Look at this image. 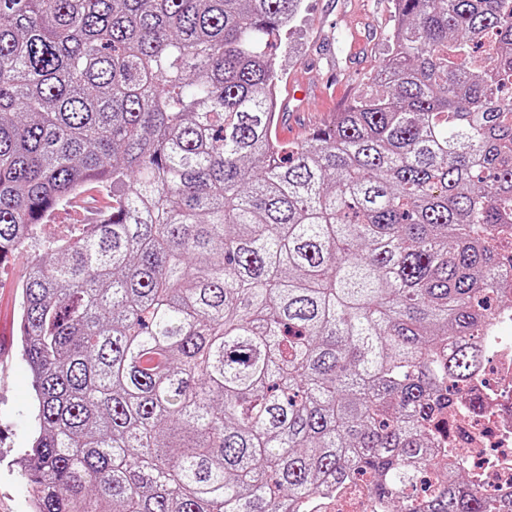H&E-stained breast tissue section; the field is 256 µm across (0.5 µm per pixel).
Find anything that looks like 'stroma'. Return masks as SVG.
<instances>
[{
    "label": "stroma",
    "instance_id": "stroma-1",
    "mask_svg": "<svg viewBox=\"0 0 512 512\" xmlns=\"http://www.w3.org/2000/svg\"><path fill=\"white\" fill-rule=\"evenodd\" d=\"M393 24L391 0H303L291 29L273 49L281 77V141H299L343 111L367 88L387 50ZM85 206L68 204L39 225L34 236L48 241L78 234L112 204L110 189L85 191ZM27 252L0 263V512H28L31 487L14 465L34 429L32 384L20 356V291Z\"/></svg>",
    "mask_w": 512,
    "mask_h": 512
}]
</instances>
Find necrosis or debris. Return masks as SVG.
I'll return each mask as SVG.
<instances>
[{
    "mask_svg": "<svg viewBox=\"0 0 512 512\" xmlns=\"http://www.w3.org/2000/svg\"><path fill=\"white\" fill-rule=\"evenodd\" d=\"M429 427L440 447H462V465L483 493L512 497V347L464 390L454 414Z\"/></svg>",
    "mask_w": 512,
    "mask_h": 512,
    "instance_id": "4bbe7bcc",
    "label": "necrosis or debris"
}]
</instances>
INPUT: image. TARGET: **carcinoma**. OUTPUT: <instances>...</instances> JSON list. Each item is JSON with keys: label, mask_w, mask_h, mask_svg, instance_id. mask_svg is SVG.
Masks as SVG:
<instances>
[{"label": "carcinoma", "mask_w": 512, "mask_h": 512, "mask_svg": "<svg viewBox=\"0 0 512 512\" xmlns=\"http://www.w3.org/2000/svg\"><path fill=\"white\" fill-rule=\"evenodd\" d=\"M369 89L278 141L302 0H0V261H29L30 512H512L434 413L512 309V0H394ZM440 481L419 496V468ZM81 195L85 197V202L91 204L90 209L72 204L60 207L54 212L49 223L40 224L34 230L35 238L42 242L77 235L85 224L100 219L112 205V191L109 188L92 187ZM313 512H382L381 504L358 490L320 497Z\"/></svg>", "instance_id": "obj_1"}]
</instances>
